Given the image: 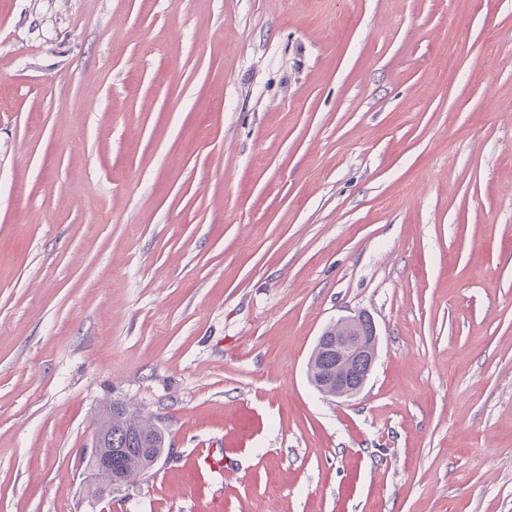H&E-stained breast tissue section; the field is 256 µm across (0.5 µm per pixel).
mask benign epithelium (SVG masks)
<instances>
[{"label": "benign epithelium", "mask_w": 512, "mask_h": 512, "mask_svg": "<svg viewBox=\"0 0 512 512\" xmlns=\"http://www.w3.org/2000/svg\"><path fill=\"white\" fill-rule=\"evenodd\" d=\"M365 314L342 317L336 322V335L318 337L317 342H330L335 356L332 365L319 378H314L315 356L308 361V374L325 394L348 399L364 388L378 356L379 336L375 323H364ZM112 433L96 429L90 448L83 453L85 481L98 484L101 475H112Z\"/></svg>", "instance_id": "7a95c632"}]
</instances>
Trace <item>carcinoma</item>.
<instances>
[{
	"mask_svg": "<svg viewBox=\"0 0 512 512\" xmlns=\"http://www.w3.org/2000/svg\"><path fill=\"white\" fill-rule=\"evenodd\" d=\"M99 425L112 428V442L135 444V449L123 459L121 468L114 470L116 476L150 470L155 459L165 451V432L124 402L114 401L104 408L100 412Z\"/></svg>",
	"mask_w": 512,
	"mask_h": 512,
	"instance_id": "carcinoma-1",
	"label": "carcinoma"
}]
</instances>
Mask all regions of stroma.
<instances>
[{"mask_svg": "<svg viewBox=\"0 0 512 512\" xmlns=\"http://www.w3.org/2000/svg\"><path fill=\"white\" fill-rule=\"evenodd\" d=\"M508 100L512 0H0V512H512ZM365 315L358 313L342 317L329 325L331 328L336 326V329H332L334 335L324 336L330 331L324 329L317 339L308 361V374L312 383L330 397L348 399L356 396L364 388L372 371L378 356L379 336L371 317L370 324L364 323ZM322 341L331 343L330 350L335 359L316 379L313 371L315 350ZM99 425L112 427V431L102 433L97 427L92 444L83 453V465L85 482L91 485L103 486L110 491H118L122 487L130 485L155 465V459L161 456L166 448L167 439L165 432L144 416L139 410L131 408L129 404L121 401H113L111 405L100 412ZM127 441L128 448H148L145 451L134 449L123 459L121 468L113 471L114 475H125L118 481H112V461L116 451L112 455V444L119 446ZM148 447H143L142 442ZM129 442L131 443L129 445ZM132 443H135L133 446ZM141 473H139V472ZM137 472L131 475L129 473ZM106 474L110 480L106 484H98L101 475Z\"/></svg>", "mask_w": 512, "mask_h": 512, "instance_id": "obj_1", "label": "stroma"}]
</instances>
